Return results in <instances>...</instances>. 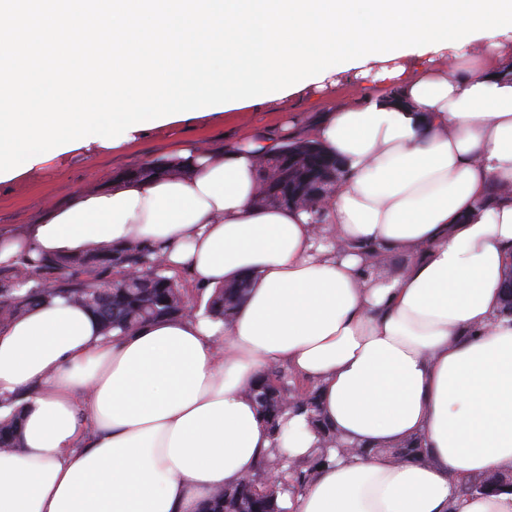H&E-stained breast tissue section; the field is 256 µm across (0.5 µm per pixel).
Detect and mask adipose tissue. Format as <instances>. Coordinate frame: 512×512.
I'll list each match as a JSON object with an SVG mask.
<instances>
[{
  "label": "adipose tissue",
  "instance_id": "obj_1",
  "mask_svg": "<svg viewBox=\"0 0 512 512\" xmlns=\"http://www.w3.org/2000/svg\"><path fill=\"white\" fill-rule=\"evenodd\" d=\"M310 137L342 163L323 219L258 204L257 132L181 144L186 173L72 193L40 222L0 229V267L94 244L162 246L170 273L214 289L248 276L231 320L196 313L101 334L56 300L0 325V400L23 453L0 451V512H204L262 461L319 436L287 413L272 436L246 389L274 367L318 390L330 449L288 512H512V491L463 497L512 467V31L462 48L371 60ZM376 248L364 252V245ZM407 263L375 274L376 255ZM420 439V458L392 448Z\"/></svg>",
  "mask_w": 512,
  "mask_h": 512
}]
</instances>
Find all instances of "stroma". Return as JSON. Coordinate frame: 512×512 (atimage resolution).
I'll list each match as a JSON object with an SVG mask.
<instances>
[{
	"instance_id": "obj_1",
	"label": "stroma",
	"mask_w": 512,
	"mask_h": 512,
	"mask_svg": "<svg viewBox=\"0 0 512 512\" xmlns=\"http://www.w3.org/2000/svg\"><path fill=\"white\" fill-rule=\"evenodd\" d=\"M357 93L356 87L342 83L325 89L317 99H292L273 111L217 113L190 124L146 132L134 142L90 158L49 164L41 171L0 184V227L18 229L37 223L51 206L65 202L75 188L107 185L120 171L164 158L175 143L218 149L252 131L279 135L291 127L303 129L312 122L321 104L347 101Z\"/></svg>"
}]
</instances>
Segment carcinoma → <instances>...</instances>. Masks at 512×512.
<instances>
[{"label":"carcinoma","mask_w":512,"mask_h":512,"mask_svg":"<svg viewBox=\"0 0 512 512\" xmlns=\"http://www.w3.org/2000/svg\"><path fill=\"white\" fill-rule=\"evenodd\" d=\"M299 154L293 163L295 177L325 175L331 158L312 140L289 142L279 153L267 157L276 165L280 155ZM169 161L160 159L122 172L125 178L147 180L160 175L177 174ZM162 248L133 241L122 246L93 245L77 256H40L21 258L27 277L20 270H0V325L25 315L30 309L56 298L73 302L87 310L106 334L112 331L133 333L147 323L175 319L197 309V303L180 279L168 275L162 262ZM249 282L243 278L214 289L205 302L204 315L222 322L230 320L244 298ZM296 390L292 377L283 368H274L255 380L248 388L272 432L279 431L284 408L281 393ZM317 389L303 390L294 410L316 412ZM23 448L20 412L0 418V449ZM323 458L317 456L290 466L285 487L299 490L315 476ZM205 512H286L275 494L240 482L217 490Z\"/></svg>","instance_id":"carcinoma-1"}]
</instances>
